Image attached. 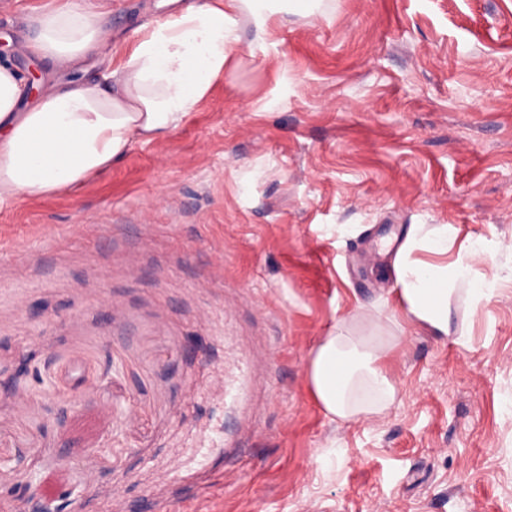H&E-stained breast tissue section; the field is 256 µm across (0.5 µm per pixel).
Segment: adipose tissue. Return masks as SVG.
I'll use <instances>...</instances> for the list:
<instances>
[{
	"label": "adipose tissue",
	"instance_id": "1",
	"mask_svg": "<svg viewBox=\"0 0 512 512\" xmlns=\"http://www.w3.org/2000/svg\"><path fill=\"white\" fill-rule=\"evenodd\" d=\"M275 0H190L165 18L138 26L113 49L105 0H48L25 21L31 57L75 71L86 56L116 50L118 62L93 79L47 85L26 103L28 85L11 58L0 59V204L24 194L48 196L73 189L108 169L136 143L179 128L223 80L239 41V17L265 29ZM457 230L449 224H415L393 266L406 317L437 336L450 332V297L465 287L473 302L492 285L475 277L471 262L483 241L461 245L447 260ZM434 262L416 259V252ZM387 345L352 334L348 319L320 338L307 376L332 420L388 413L396 391L386 370Z\"/></svg>",
	"mask_w": 512,
	"mask_h": 512
}]
</instances>
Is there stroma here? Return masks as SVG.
Wrapping results in <instances>:
<instances>
[{
  "mask_svg": "<svg viewBox=\"0 0 512 512\" xmlns=\"http://www.w3.org/2000/svg\"><path fill=\"white\" fill-rule=\"evenodd\" d=\"M43 2L0 0V41L65 81L23 49ZM157 2L109 0L113 43ZM238 34L169 136L0 208V512L59 469L82 512H512V0H323ZM414 224L487 244L493 290H457L448 337L374 249ZM347 315L392 346L387 415L332 421L308 385Z\"/></svg>",
  "mask_w": 512,
  "mask_h": 512,
  "instance_id": "1",
  "label": "stroma"
}]
</instances>
